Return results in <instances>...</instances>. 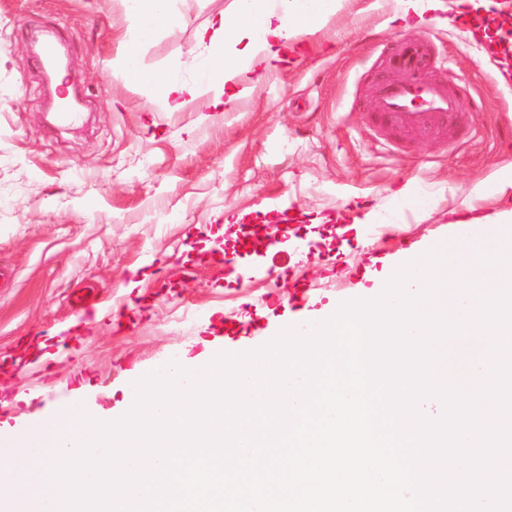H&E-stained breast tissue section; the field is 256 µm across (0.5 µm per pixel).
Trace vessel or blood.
I'll return each mask as SVG.
<instances>
[{
    "mask_svg": "<svg viewBox=\"0 0 512 512\" xmlns=\"http://www.w3.org/2000/svg\"><path fill=\"white\" fill-rule=\"evenodd\" d=\"M427 42L401 41L393 57L395 78L382 80L376 118L407 133L439 134L459 113L460 100L424 77Z\"/></svg>",
    "mask_w": 512,
    "mask_h": 512,
    "instance_id": "obj_1",
    "label": "vessel or blood"
}]
</instances>
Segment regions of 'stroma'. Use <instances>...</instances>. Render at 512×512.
Returning <instances> with one entry per match:
<instances>
[{
    "label": "stroma",
    "instance_id": "35a3bbf8",
    "mask_svg": "<svg viewBox=\"0 0 512 512\" xmlns=\"http://www.w3.org/2000/svg\"><path fill=\"white\" fill-rule=\"evenodd\" d=\"M233 0H187L176 27L148 35L141 69L191 74L197 30ZM387 27L395 0H348L318 32L335 55L309 52L218 114L194 100L166 112L159 90L125 78L121 0H0V429L50 418L74 396L100 421L124 416L127 387L176 358L252 351L287 326L330 318L383 291L386 271L447 237L448 194L512 162V81L500 83L465 26ZM53 32L85 102L54 125L31 37ZM431 35L428 76L466 83L473 133L415 138L374 122L378 83L394 76L381 46ZM414 180L424 213L394 233L353 228ZM267 223L278 253L244 247L225 263L224 214ZM138 285H131V278ZM93 283L95 310L68 297ZM102 320H95V312Z\"/></svg>",
    "mask_w": 512,
    "mask_h": 512
}]
</instances>
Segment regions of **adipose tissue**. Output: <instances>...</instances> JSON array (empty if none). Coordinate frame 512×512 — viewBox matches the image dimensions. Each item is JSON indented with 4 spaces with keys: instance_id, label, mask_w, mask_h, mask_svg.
Returning a JSON list of instances; mask_svg holds the SVG:
<instances>
[{
    "instance_id": "adipose-tissue-1",
    "label": "adipose tissue",
    "mask_w": 512,
    "mask_h": 512,
    "mask_svg": "<svg viewBox=\"0 0 512 512\" xmlns=\"http://www.w3.org/2000/svg\"><path fill=\"white\" fill-rule=\"evenodd\" d=\"M182 2L123 0L129 25L120 42L122 72L134 82L158 85L161 104L169 112L182 111L200 97L205 111H235L265 72L289 63L302 43L342 9L344 0H235L233 12L213 15L199 31L204 53L192 75L138 68V45L156 28L178 25ZM416 199V185L407 181L392 191L385 213L370 211L361 221L398 231L401 213Z\"/></svg>"
}]
</instances>
